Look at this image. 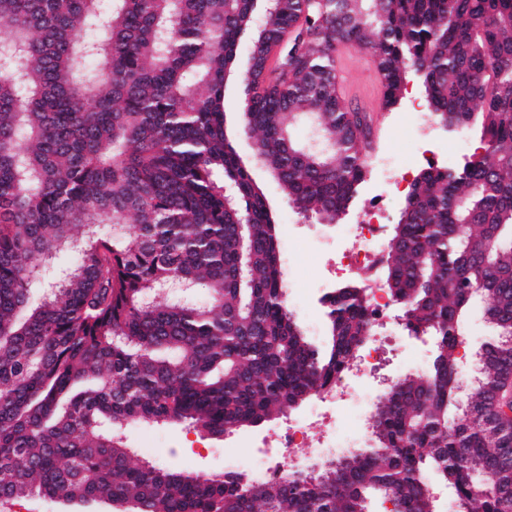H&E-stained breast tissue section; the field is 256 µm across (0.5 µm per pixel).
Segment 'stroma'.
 Wrapping results in <instances>:
<instances>
[{"label":"stroma","mask_w":512,"mask_h":512,"mask_svg":"<svg viewBox=\"0 0 512 512\" xmlns=\"http://www.w3.org/2000/svg\"><path fill=\"white\" fill-rule=\"evenodd\" d=\"M336 76L342 96L347 104L370 113L374 123L376 147L399 153L403 158L411 156V129L401 123L402 113L411 111L413 104H425L422 83L415 73H408L403 99L395 108L382 106L383 90L378 81L379 73L370 55L358 45L346 42L335 55ZM256 181L264 186L267 198L276 211L279 243L289 248L293 256L284 264L286 277L292 279L298 291L300 310L296 314L302 326L308 327L309 341L317 347L327 345L329 333L322 308L317 302L314 289L318 282L329 275L333 254L312 248L311 240L325 231L326 225L317 218L305 219L288 201L276 181L260 167H253ZM483 296H475L470 303V314L461 325L462 338L469 355V363H476L481 348L495 336L486 322ZM393 357L382 372L383 381L372 384L371 380L358 381L356 388L365 392L370 387L385 391L389 379L415 372L417 367L431 366L436 350L433 343L421 342L400 335L392 344ZM254 429H232L224 438L215 439L189 428L184 424L158 426H134L127 433L133 446H146L151 450L150 461L168 467L188 471L221 473L224 470L225 453L242 456L252 455L251 440L257 437Z\"/></svg>","instance_id":"obj_1"}]
</instances>
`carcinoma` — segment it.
<instances>
[{
  "instance_id": "obj_1",
  "label": "carcinoma",
  "mask_w": 512,
  "mask_h": 512,
  "mask_svg": "<svg viewBox=\"0 0 512 512\" xmlns=\"http://www.w3.org/2000/svg\"><path fill=\"white\" fill-rule=\"evenodd\" d=\"M511 25L512 0H0V512L31 496L112 512H438L431 476L457 512H512L498 410L512 378ZM249 31L240 132L303 216L348 211L373 141L338 93V38L370 53L385 107L411 69L436 123L480 126L482 149L419 174L387 244V286L435 341L433 365L390 383L368 446L260 486L137 461L125 434L262 427L344 372L368 332L352 284L328 295L324 350L288 309L278 224L224 113ZM175 281L207 300L164 296ZM473 288L496 339L462 399Z\"/></svg>"
}]
</instances>
